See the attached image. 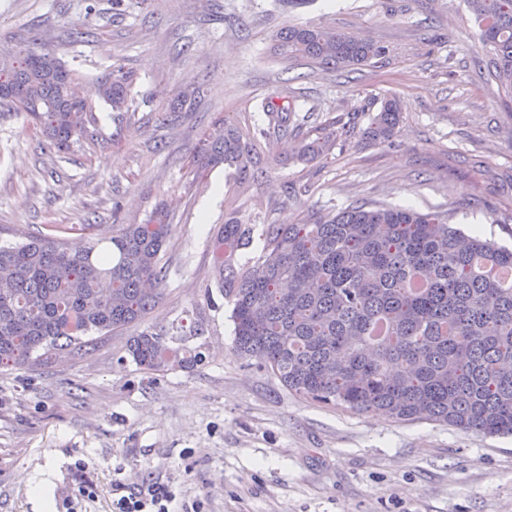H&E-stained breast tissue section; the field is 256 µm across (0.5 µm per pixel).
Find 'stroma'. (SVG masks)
Segmentation results:
<instances>
[{"instance_id":"stroma-1","label":"stroma","mask_w":512,"mask_h":512,"mask_svg":"<svg viewBox=\"0 0 512 512\" xmlns=\"http://www.w3.org/2000/svg\"><path fill=\"white\" fill-rule=\"evenodd\" d=\"M288 23L364 33L385 52L344 70L285 63L270 47ZM77 25L87 41H69ZM30 28L85 79L133 71V103L119 120L101 107V138L63 158L26 113L0 112V245L77 242L165 207V281L144 323L205 360L144 372L126 328L95 335L87 354L0 366V512H113L152 483L175 493V512H512L511 436L319 406L235 351L210 252L226 177L194 174L216 123L252 127L263 99L295 96L300 133H336V146L238 190L244 218L439 209L512 247V96L473 67L463 0H0V48ZM389 95L402 122L375 144L363 131ZM196 323L203 335H189Z\"/></svg>"}]
</instances>
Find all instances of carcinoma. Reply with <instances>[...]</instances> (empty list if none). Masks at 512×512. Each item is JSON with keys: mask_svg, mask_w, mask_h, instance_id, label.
Instances as JSON below:
<instances>
[{"mask_svg": "<svg viewBox=\"0 0 512 512\" xmlns=\"http://www.w3.org/2000/svg\"><path fill=\"white\" fill-rule=\"evenodd\" d=\"M493 79L512 93V0H464ZM273 55L313 66L350 68L383 54L370 39L325 26L288 24ZM77 80L30 30L0 49V108L25 112L50 149L66 154L101 137L93 102L75 101ZM131 74L114 66L98 77L97 97L127 110ZM267 127L256 132L224 119L208 136L197 175L217 165L241 187L284 160L259 138L288 135L294 103H260ZM401 122L396 97L383 99L364 132L389 142ZM336 145L334 133L297 138L287 161L310 163ZM173 231L159 210L144 224H114L107 246H70L54 236L0 246V365L43 350L79 353L92 333L138 325L160 298L161 251ZM261 256H238L253 223L234 209L212 236L217 286L233 305L235 346L257 357L288 390L315 404L399 421L437 422L486 436H512V249L466 235L439 211L350 205L305 224H268ZM128 354L154 373L204 361L147 328Z\"/></svg>", "mask_w": 512, "mask_h": 512, "instance_id": "cac0c4a2", "label": "carcinoma"}]
</instances>
